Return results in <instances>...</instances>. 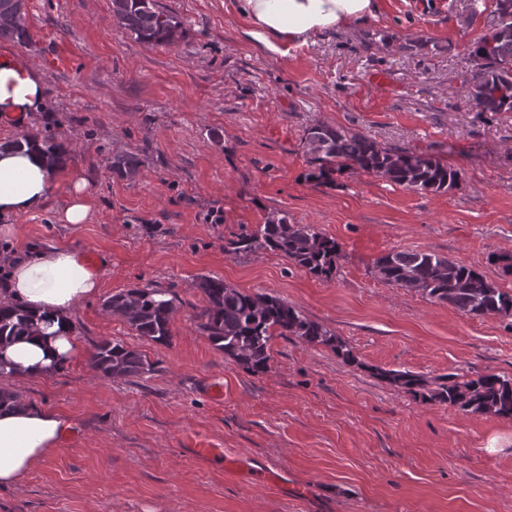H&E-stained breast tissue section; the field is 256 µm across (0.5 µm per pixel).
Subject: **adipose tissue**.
<instances>
[{
  "mask_svg": "<svg viewBox=\"0 0 512 512\" xmlns=\"http://www.w3.org/2000/svg\"><path fill=\"white\" fill-rule=\"evenodd\" d=\"M376 0H237L241 37L279 52L325 30L375 17ZM45 109L37 75L16 56L0 53V117L24 120ZM55 171L36 148H0V236L15 235V219L41 211ZM6 301L37 319L33 335L0 345V488L14 487L60 442L67 418L21 397L18 383L48 377L81 357L74 311L100 291V273L68 246L32 249L7 259Z\"/></svg>",
  "mask_w": 512,
  "mask_h": 512,
  "instance_id": "1",
  "label": "adipose tissue"
}]
</instances>
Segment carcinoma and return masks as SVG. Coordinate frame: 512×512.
Segmentation results:
<instances>
[{"label": "carcinoma", "mask_w": 512, "mask_h": 512, "mask_svg": "<svg viewBox=\"0 0 512 512\" xmlns=\"http://www.w3.org/2000/svg\"><path fill=\"white\" fill-rule=\"evenodd\" d=\"M0 38L26 43L25 0H0ZM115 23L147 46L171 45L179 35L175 18L156 8L154 0H112ZM486 33L469 51L471 68L463 85L482 112H512V0H495L485 16ZM40 145L49 162L62 167L68 149L52 137L24 135L10 142L20 148ZM304 151L313 165L311 178L361 171L420 193H442L458 186L460 172L432 156L393 151L357 132L316 123L307 129ZM140 166L135 154L112 158V169L133 175ZM269 250L315 277H329L340 256L336 239L313 224H290L288 215H273L252 231L224 245L228 253ZM382 281L419 292L428 300L446 303L472 316L512 315V293L503 291L481 271L457 264L435 253L392 251L374 263ZM198 288L204 304L193 317L211 345L252 373L270 367L273 336H293L309 346L330 348L346 363L355 362L347 344L323 324L306 317L284 299L249 293L224 284L218 277L202 276ZM179 303L171 288H132L110 296L105 310L123 317L138 336L161 345L171 344L170 324ZM36 329L35 318L20 306H0V343ZM90 367L107 379L141 377L155 371V363L120 340L93 344ZM376 376L424 401L458 407L475 414L512 418V378L484 374L475 378L445 376L436 386L412 371L378 370Z\"/></svg>", "instance_id": "cac0c4a2"}]
</instances>
